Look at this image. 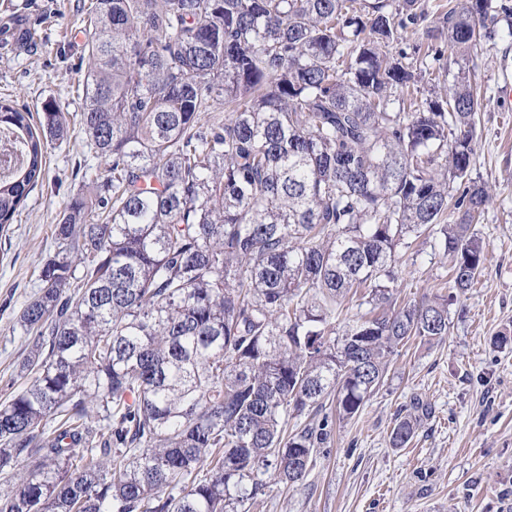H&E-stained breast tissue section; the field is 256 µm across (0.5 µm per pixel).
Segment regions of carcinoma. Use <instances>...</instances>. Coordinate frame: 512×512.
Here are the masks:
<instances>
[{"label": "carcinoma", "mask_w": 512, "mask_h": 512, "mask_svg": "<svg viewBox=\"0 0 512 512\" xmlns=\"http://www.w3.org/2000/svg\"><path fill=\"white\" fill-rule=\"evenodd\" d=\"M417 0H91L80 124L104 167L73 193L19 321L26 387L0 405V512H246L270 474L304 478L448 300L397 301L400 253L433 237L463 295L482 97L459 58L512 8L454 0L446 92L408 106L390 44ZM0 101V230L48 179L59 105ZM351 298L369 311L336 332ZM417 416L396 419L392 443ZM204 470V477L194 474Z\"/></svg>", "instance_id": "obj_1"}]
</instances>
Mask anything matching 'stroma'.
<instances>
[{
	"label": "stroma",
	"mask_w": 512,
	"mask_h": 512,
	"mask_svg": "<svg viewBox=\"0 0 512 512\" xmlns=\"http://www.w3.org/2000/svg\"><path fill=\"white\" fill-rule=\"evenodd\" d=\"M418 2L426 20L391 52L421 57L432 48L448 55L441 25L448 0ZM88 5L0 0V19L38 27L37 48L0 44V98L26 106L37 119L44 101L56 100L67 126L49 145L47 182L0 231V403L23 384L20 365L29 341L17 319L54 249L56 217L83 176L101 166L79 125ZM509 66L512 40L500 38L483 41L466 63L484 94L475 115L474 174L496 187L476 227L486 245L478 284L451 306L447 336L399 348L383 384L355 417L339 418L335 398L325 399L320 414L328 419V435L303 480L288 488L268 485L248 501V512H512V344H493L495 336L512 337V100L502 94ZM412 248L418 256L398 282L399 298L449 294L448 260L432 243L417 241ZM419 400L427 414L406 447H393L397 416Z\"/></svg>",
	"instance_id": "35a3bbf8"
}]
</instances>
